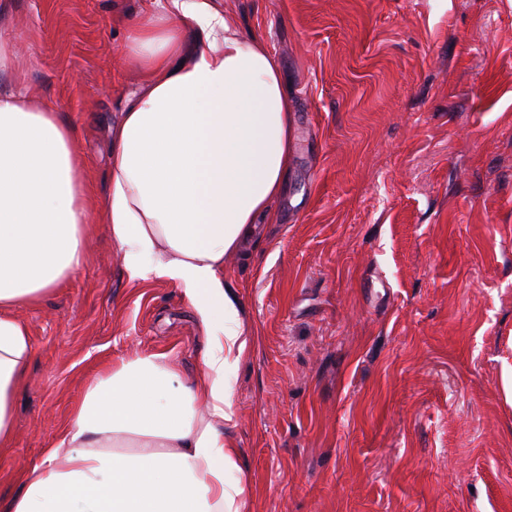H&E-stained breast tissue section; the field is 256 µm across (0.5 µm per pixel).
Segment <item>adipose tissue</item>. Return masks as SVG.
<instances>
[{"mask_svg": "<svg viewBox=\"0 0 512 512\" xmlns=\"http://www.w3.org/2000/svg\"><path fill=\"white\" fill-rule=\"evenodd\" d=\"M124 50L144 83L110 128L102 218L129 279L176 285L207 334L184 382L171 353L113 361L23 472L7 512H241L228 369L247 340L224 257L271 221L290 165L292 108L280 69L214 0H153ZM77 133L19 80L0 91V447L33 346L14 309L84 261L88 215Z\"/></svg>", "mask_w": 512, "mask_h": 512, "instance_id": "obj_1", "label": "adipose tissue"}]
</instances>
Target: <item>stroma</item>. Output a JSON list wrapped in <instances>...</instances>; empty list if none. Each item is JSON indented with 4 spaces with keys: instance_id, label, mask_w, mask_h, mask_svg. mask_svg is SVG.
<instances>
[{
    "instance_id": "35a3bbf8",
    "label": "stroma",
    "mask_w": 512,
    "mask_h": 512,
    "mask_svg": "<svg viewBox=\"0 0 512 512\" xmlns=\"http://www.w3.org/2000/svg\"><path fill=\"white\" fill-rule=\"evenodd\" d=\"M277 59L295 114L275 223L224 258L243 512H512V0H216ZM152 0H8L0 43L77 130L100 189L143 82ZM85 260L16 315L35 355L0 512L88 382L134 350L183 378L207 341L180 289L128 281L97 208Z\"/></svg>"
}]
</instances>
